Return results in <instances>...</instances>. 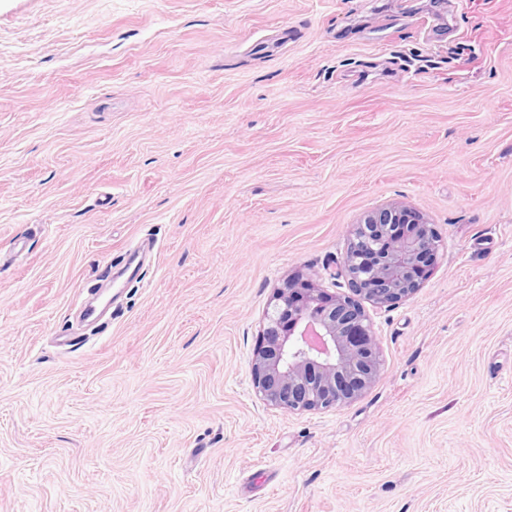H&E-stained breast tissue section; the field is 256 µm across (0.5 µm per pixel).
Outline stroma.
<instances>
[{"label": "stroma", "mask_w": 512, "mask_h": 512, "mask_svg": "<svg viewBox=\"0 0 512 512\" xmlns=\"http://www.w3.org/2000/svg\"><path fill=\"white\" fill-rule=\"evenodd\" d=\"M393 203L376 382L267 406L275 288ZM0 512H512V0H0ZM439 242L428 220L408 206L376 209L353 226L345 257L334 275L345 277L355 296L379 306L391 304L417 290L416 271L431 270Z\"/></svg>", "instance_id": "stroma-1"}]
</instances>
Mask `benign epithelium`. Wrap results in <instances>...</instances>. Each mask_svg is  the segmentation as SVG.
<instances>
[{
	"instance_id": "1",
	"label": "benign epithelium",
	"mask_w": 512,
	"mask_h": 512,
	"mask_svg": "<svg viewBox=\"0 0 512 512\" xmlns=\"http://www.w3.org/2000/svg\"><path fill=\"white\" fill-rule=\"evenodd\" d=\"M440 239L404 204L368 212L353 226L333 276L353 295H336L317 273L286 279L272 296L252 359V383L269 406L317 411L344 406L367 392L380 370L379 347L357 297L383 306L420 286L416 271L434 266Z\"/></svg>"
}]
</instances>
